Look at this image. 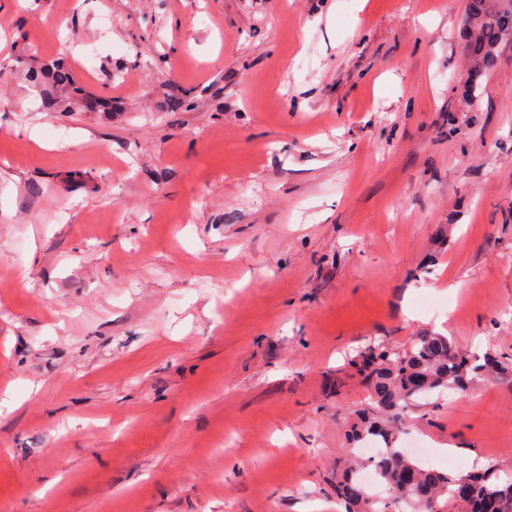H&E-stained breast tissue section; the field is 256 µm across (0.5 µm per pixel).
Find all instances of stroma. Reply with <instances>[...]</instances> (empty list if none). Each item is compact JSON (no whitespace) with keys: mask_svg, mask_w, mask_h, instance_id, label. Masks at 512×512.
I'll use <instances>...</instances> for the list:
<instances>
[{"mask_svg":"<svg viewBox=\"0 0 512 512\" xmlns=\"http://www.w3.org/2000/svg\"><path fill=\"white\" fill-rule=\"evenodd\" d=\"M467 0H0V512H345L350 360L506 367L395 434L512 480V43ZM67 58L108 112L44 108ZM467 19V50L473 59L476 80L494 64L505 32L510 29L512 33V0H469Z\"/></svg>","mask_w":512,"mask_h":512,"instance_id":"35a3bbf8","label":"stroma"}]
</instances>
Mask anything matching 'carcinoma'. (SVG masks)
Segmentation results:
<instances>
[{
  "mask_svg": "<svg viewBox=\"0 0 512 512\" xmlns=\"http://www.w3.org/2000/svg\"><path fill=\"white\" fill-rule=\"evenodd\" d=\"M467 50L474 63V78L490 68L504 42L505 32L512 30V0H469ZM31 81H51L60 95L90 103L95 109L105 102L89 95L70 67L58 60L50 67L31 71ZM369 390L372 402L369 414L359 418L352 440L379 439L385 452L377 462L379 480L391 493V506L403 504L415 512H441L440 501L446 500L461 512H485L487 503L496 505L494 512H512V482L502 484L490 469L450 475L423 467L393 447L392 424L402 419L412 402L447 389L466 391L473 380L503 368L492 353L483 356L454 344L441 334L416 336L402 350H389L371 343L352 361ZM337 490L348 504V512H378L376 501L357 480L356 455L349 453L340 469ZM469 491L468 496L461 490Z\"/></svg>",
  "mask_w": 512,
  "mask_h": 512,
  "instance_id": "1",
  "label": "carcinoma"
}]
</instances>
